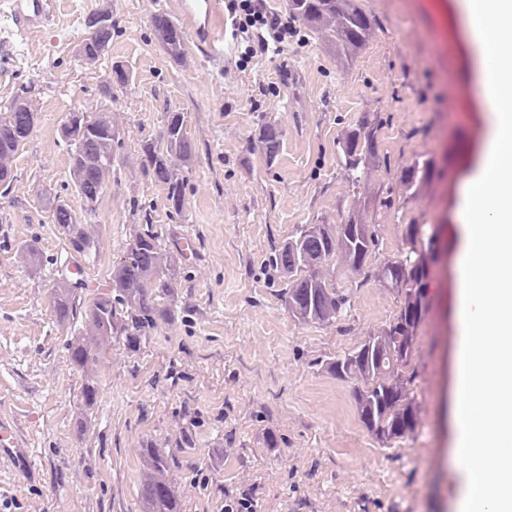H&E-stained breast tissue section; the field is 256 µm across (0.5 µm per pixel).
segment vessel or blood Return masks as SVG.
Returning a JSON list of instances; mask_svg holds the SVG:
<instances>
[{"mask_svg":"<svg viewBox=\"0 0 512 512\" xmlns=\"http://www.w3.org/2000/svg\"><path fill=\"white\" fill-rule=\"evenodd\" d=\"M192 48L213 62L224 60L226 27L223 0H172ZM10 17L21 31L40 28L48 19V0H11Z\"/></svg>","mask_w":512,"mask_h":512,"instance_id":"vessel-or-blood-1","label":"vessel or blood"}]
</instances>
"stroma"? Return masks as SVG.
Listing matches in <instances>:
<instances>
[{
    "label": "stroma",
    "instance_id": "stroma-1",
    "mask_svg": "<svg viewBox=\"0 0 512 512\" xmlns=\"http://www.w3.org/2000/svg\"><path fill=\"white\" fill-rule=\"evenodd\" d=\"M461 0H356L376 23L365 47L337 51L300 31L276 54L240 65L228 39L222 65L194 51L173 61L151 18L167 0H50L43 31L22 34L0 0V109L26 93L37 122L0 197V418L22 441V461L0 456V512H140L141 448L169 452L181 512H224L249 496L255 512H460L465 470L452 457L453 356L458 335L456 259L461 193L482 162L488 114L470 22ZM112 15V44L96 65L79 46L87 19ZM127 83L109 84L113 65ZM111 111L121 139L95 213L83 211L59 131L67 112ZM385 119L389 164L359 193L340 173L337 143L361 113ZM183 113L195 147L181 215L145 173L146 141L166 113ZM283 130L268 162L262 123ZM442 162L397 209L370 206L397 186L401 165ZM63 198L98 236L83 260L88 289L107 286L143 221L163 250L184 252L181 308L138 352L114 342L98 372L86 433L76 420L81 373L55 322L52 291L68 254L50 205ZM376 225L383 255L409 223L444 225L431 305L411 362L419 421L383 443L359 419L352 381L328 365L392 319L395 292L329 267L351 297L345 320L302 324L288 312L275 248L306 224L342 223L348 210ZM44 257L27 267L21 248Z\"/></svg>",
    "mask_w": 512,
    "mask_h": 512
}]
</instances>
